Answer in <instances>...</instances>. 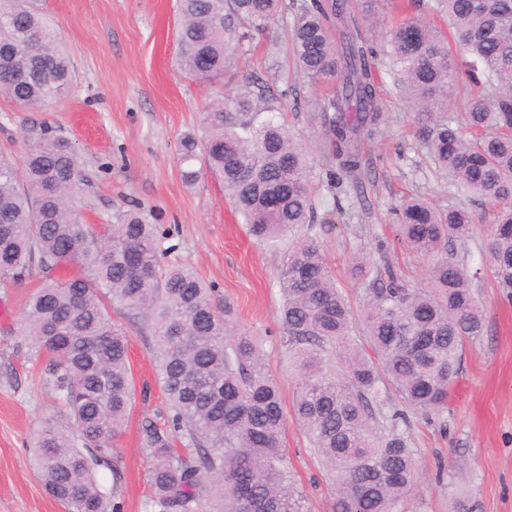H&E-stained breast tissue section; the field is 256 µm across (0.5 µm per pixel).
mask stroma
Listing matches in <instances>:
<instances>
[{"label": "stroma", "mask_w": 512, "mask_h": 512, "mask_svg": "<svg viewBox=\"0 0 512 512\" xmlns=\"http://www.w3.org/2000/svg\"><path fill=\"white\" fill-rule=\"evenodd\" d=\"M300 2L282 0L270 32L236 57L221 88L231 91L255 75L277 97L289 130L315 160L316 221L304 231L323 243L338 287L357 309L366 299L364 281L352 270L359 254L375 259L387 253L409 287L428 285L429 259L395 238L394 211L403 198L417 194L441 207L455 198L436 179L422 135L383 61L376 70L383 124L364 144V174L359 182L346 180L337 191L328 190L322 166L328 124L316 105L321 90L296 71L288 43L287 28ZM32 5L64 38L76 83L71 95L44 110H24L0 97V150L23 159L30 139L50 129L80 152L77 206L83 223H112L134 203L159 214L171 232L165 263L193 268L259 340L265 370L280 387L287 410L282 445L288 465L309 512H333L335 496L290 411L297 374L282 339L278 279L287 244L252 238L215 176L202 174L192 185L181 177V140L197 132L212 89L177 67L176 0H32ZM337 197L339 210L333 207ZM475 212L472 238L454 252L479 272L473 288L483 306L484 330L465 348L447 409L406 412L405 430L417 450L420 474L410 512H449L459 494L476 501L477 512H512V296L497 287L484 249L495 209L487 203ZM42 278L36 270L0 288V512H64L41 486L33 444L46 424L66 429L71 420L56 401L44 356L18 332L24 302ZM109 312L132 331L134 398L112 465L100 470L99 479L104 488H117L121 512H145L151 461L143 429L160 422L167 401L150 333L135 329L133 315L119 305Z\"/></svg>", "instance_id": "1"}]
</instances>
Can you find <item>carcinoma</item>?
<instances>
[{
    "instance_id": "1",
    "label": "carcinoma",
    "mask_w": 512,
    "mask_h": 512,
    "mask_svg": "<svg viewBox=\"0 0 512 512\" xmlns=\"http://www.w3.org/2000/svg\"><path fill=\"white\" fill-rule=\"evenodd\" d=\"M441 31L414 16L390 23L378 52L360 31L350 0H306L289 41L308 81L327 88L332 166L328 186L355 178L361 142L379 133L375 81L390 60L402 99L424 133L435 169L451 186L498 207L488 230L493 276L512 288V0H436ZM281 0H178L179 67L201 83L222 82L233 50L266 31ZM470 94L463 125L448 116L461 78ZM74 89L59 35L28 0H0V95L43 110ZM259 82L218 89L202 113V140L182 142L183 180L219 176L234 207L262 242L292 240L280 270L283 342L298 382L297 422L333 486L335 512H409L419 472L402 430L404 410L447 407L466 344L483 330L468 265L448 256L476 224L472 211L412 198L399 208L398 239L431 259L430 287L409 288L386 256L355 260L368 302L356 313L337 287L321 241L298 230L315 222L309 155L276 116ZM80 158L44 129L23 166L0 153V283L38 266L46 280L28 295L20 332L48 356L68 430L47 425L36 457L42 486L67 512H120L97 478L131 410L130 331L112 321L117 303L153 337L167 424L144 428L152 461L145 512H306L281 438L284 409L265 373L261 345L240 331L191 269L164 265L154 212L134 205L101 232L81 223L71 200ZM75 264L79 273L54 278Z\"/></svg>"
}]
</instances>
